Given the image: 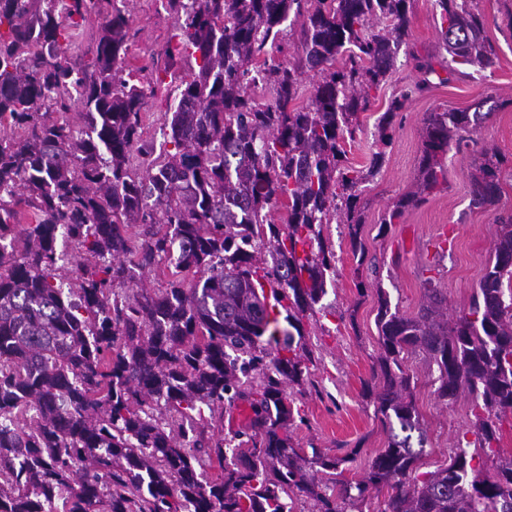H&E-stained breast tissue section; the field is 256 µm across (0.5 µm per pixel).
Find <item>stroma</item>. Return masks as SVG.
<instances>
[{
	"instance_id": "stroma-1",
	"label": "stroma",
	"mask_w": 512,
	"mask_h": 512,
	"mask_svg": "<svg viewBox=\"0 0 512 512\" xmlns=\"http://www.w3.org/2000/svg\"><path fill=\"white\" fill-rule=\"evenodd\" d=\"M136 38L129 65L160 51L176 32L166 0H123ZM409 39L419 53L437 51L439 24L433 0H411ZM486 36L498 54L493 71L437 84L413 98L397 116L388 144H381L378 119L391 98L417 76L411 60L399 57L395 69L378 91L370 111L361 113L354 142L346 144L353 166H368L373 152L384 151L379 172L361 185L362 238L376 256L380 275L376 285L358 292L357 263L341 224L325 227L336 253V276L327 287L323 308L305 322L306 342L319 359L314 383L296 396L303 417L290 432L302 448L318 447L343 459L345 475L361 478L370 460L388 444L375 417L376 401L362 395L364 380L380 349L376 316L378 291H385L401 313L414 314L423 300V271L436 267L435 284L448 298V314L466 311L492 256L498 215L512 213V0H479ZM495 110L474 134L480 145L498 151L502 165V192L496 207L482 209L470 203L471 151L448 152V184L423 205L409 209L401 223L387 234L379 226L389 205L414 190L422 150V119L437 110H469L482 101ZM411 377L413 399L426 437V453L419 463L427 472L448 462L462 433L474 419L473 398L460 392L452 402L438 399V371L420 355L403 363Z\"/></svg>"
}]
</instances>
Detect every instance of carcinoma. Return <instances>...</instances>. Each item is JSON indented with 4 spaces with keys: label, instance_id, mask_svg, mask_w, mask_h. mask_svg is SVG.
Returning a JSON list of instances; mask_svg holds the SVG:
<instances>
[{
    "label": "carcinoma",
    "instance_id": "cac0c4a2",
    "mask_svg": "<svg viewBox=\"0 0 512 512\" xmlns=\"http://www.w3.org/2000/svg\"><path fill=\"white\" fill-rule=\"evenodd\" d=\"M410 4L168 0L178 44L164 55L187 51L195 67L156 149L143 139L152 89L126 73L134 34L117 0H0V512H292L296 493L313 512H344L372 491L385 493L382 512H512V456L473 464L512 414V215L498 218L494 258L456 319L431 276L411 316L377 289L380 353L364 391L377 390L390 437L363 478L289 431L288 388L312 384L316 363L303 320L336 274L324 226L346 225L357 268L376 273L359 186L384 153L357 169L344 149L371 92L407 51L418 77L380 116L385 144L413 97L497 63L474 0H434L441 59L409 48ZM294 30L282 59L276 41ZM491 112L426 113L416 189L381 232L447 183L449 144L471 141ZM478 155L471 200L491 208L502 160ZM60 238L77 250L66 281ZM154 271L165 287L142 283ZM416 351L437 366L440 400L466 389L475 402L474 440L423 474L403 369ZM241 403L247 425L224 432Z\"/></svg>",
    "mask_w": 512,
    "mask_h": 512
}]
</instances>
